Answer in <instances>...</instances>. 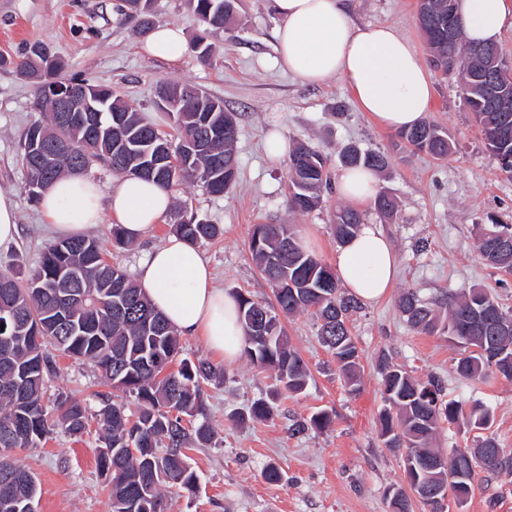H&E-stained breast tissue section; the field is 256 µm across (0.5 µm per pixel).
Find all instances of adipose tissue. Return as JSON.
Instances as JSON below:
<instances>
[{
  "label": "adipose tissue",
  "mask_w": 512,
  "mask_h": 512,
  "mask_svg": "<svg viewBox=\"0 0 512 512\" xmlns=\"http://www.w3.org/2000/svg\"><path fill=\"white\" fill-rule=\"evenodd\" d=\"M279 16L277 53L301 83L318 85L339 77L350 87L361 111L391 130L420 123L434 95L433 83L418 53L394 26L357 25L349 0H271ZM466 40L495 44L512 30V0H458ZM150 57L174 62L186 39L180 27H156L141 44ZM379 190L375 171L342 170L339 198L352 204L373 200ZM173 204L170 189L154 181L121 176L102 187L82 174H66L42 196L48 224L65 237L83 236L110 216L127 239L143 240ZM336 274L348 293L370 304L384 297L397 276L392 241L376 225H362L336 252ZM136 283L174 330L200 337L225 362L240 356L245 332L236 297L217 288L213 271L199 250L170 236L147 253Z\"/></svg>",
  "instance_id": "adipose-tissue-1"
}]
</instances>
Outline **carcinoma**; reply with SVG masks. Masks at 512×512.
<instances>
[{
    "mask_svg": "<svg viewBox=\"0 0 512 512\" xmlns=\"http://www.w3.org/2000/svg\"><path fill=\"white\" fill-rule=\"evenodd\" d=\"M456 0H434L437 21L420 30L429 49L431 66L445 77L459 79L461 98L481 128L484 143L499 169L512 176V112H500L496 100L512 98V67L496 45H472L464 40ZM232 0H190L204 24L224 29L235 17ZM458 36L448 40V24ZM38 53L29 47L19 61L0 57V66L10 65L25 78L40 79ZM38 87L37 106L50 114V122H34L20 139V160L27 172L29 197L37 201L64 172L88 169L106 163L116 175L155 180L169 188L182 182L201 183L213 195H222L236 182L233 116L222 110L188 109L173 117L174 135L144 121L112 87L104 85L99 125L79 120L60 121L45 91ZM122 119V136L110 134L112 110ZM409 148L444 160L455 145L448 132L423 121L398 132ZM57 141L68 143L54 165L40 168L41 152ZM170 150L167 162L155 159L158 145ZM174 158L180 171L171 175ZM346 167L382 169L386 156L351 146L343 152ZM287 202L289 210L306 213L316 209L328 186L327 157L301 145L288 160ZM375 210L391 217L397 202L380 193ZM363 224L362 215L351 208L336 210V239L352 238ZM176 234L192 244L218 236L219 225L195 215H180ZM512 239V224L497 219L482 225L476 247L480 258L503 275H512V249L503 252L491 245L486 232ZM249 249L261 274L273 285L281 313L292 315L313 311L321 321L320 342L327 348L350 391L360 390L359 352L347 323L354 302L338 295L335 271L301 243L291 224H255ZM239 317L246 333L245 353L251 363L274 374L281 389L298 394L307 384L309 371L291 346L277 315L260 302L240 293ZM10 306L17 323L0 316V504H14L10 512H30L29 503L38 499L35 476L18 463L15 451L38 446L60 427L81 436L88 422L87 406L70 397H60L49 411L43 389L53 371L54 353L91 361L112 389L135 397V409L106 396L99 410L100 445L98 462L110 485L111 512L130 504L126 512H171L167 489L192 492L197 474L186 450L204 447L214 438L205 420L191 428L185 418L203 413L202 383L224 376V368L207 360H183L175 372L168 365L179 353L176 331L150 304L141 288L122 269L104 258L101 243L90 237H66L44 249L38 266L23 279L9 270L0 271V306ZM448 318L440 320L432 308L407 291L399 307L410 326L422 333L448 336L459 351L456 372L464 379L483 382L494 375L512 380V309L504 308L490 289L461 288L446 295ZM379 371L387 407L380 414V437L392 448L404 449V458L415 462L405 472L410 490L428 512H443L432 491L467 505L474 491L476 468L498 478L512 476V458L503 455L492 436H482L474 448L434 446L441 423L463 422L472 431H486L493 413L483 404L470 409L441 398V386L433 378L419 380L392 363L379 358ZM275 399L255 401L246 415L267 421L275 415ZM332 422L326 410L297 421L292 431L322 430Z\"/></svg>",
    "mask_w": 512,
    "mask_h": 512,
    "instance_id": "1",
    "label": "carcinoma"
}]
</instances>
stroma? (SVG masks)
<instances>
[{"label": "stroma", "instance_id": "stroma-1", "mask_svg": "<svg viewBox=\"0 0 512 512\" xmlns=\"http://www.w3.org/2000/svg\"><path fill=\"white\" fill-rule=\"evenodd\" d=\"M120 5L121 0H0V54L16 58L31 44L43 43L67 63L60 80L112 86L147 121L162 127L167 120L154 104L160 84L189 82L223 103L237 124V183L220 197L198 183L172 189L175 204L221 228L217 237L199 245L217 287L274 306L272 288L248 248L256 224L294 225L305 247L328 265L336 263L332 218L339 198L328 191L320 208L304 214L289 211L288 161L266 155L267 131L281 130L290 146L319 150L333 175L342 168L340 152L347 145L384 153L389 165L378 174L380 188L400 204L390 219L372 206L362 208L367 223L378 225L392 240L399 272L386 297L361 305L350 318L360 351L359 392L345 386L311 314L281 317L308 367L306 388L294 396L279 393L274 376L244 356L225 365L222 381L205 383L206 413L215 438L211 446L190 450L198 487L175 494L174 512H390L386 492L405 486L406 477L400 452L389 448L378 430L385 406L378 370L383 354L418 378L440 377L445 399L489 406L495 416L491 431L512 455V381L492 378L478 384L459 378L456 352L447 339L416 332L398 308L400 295L409 289L435 301L477 284L491 288L504 307H512V276L484 265L475 244L476 225L492 215L512 214V179L485 148L454 80L432 77L434 97L427 117L447 128L456 145L448 159L436 160L411 151L396 131L361 112L343 79L308 86L288 73L277 61L274 32L279 20L269 0H240L234 26L207 35L216 48L207 63L190 49L176 62L144 55L139 49L143 34ZM351 8L356 23L394 25L418 54H425L417 0H351ZM150 15L154 24L182 27L187 39L204 33L189 0H152ZM35 100L33 81L0 68V192L14 199L20 224L16 242L0 246V269L23 274L37 266L44 245L55 237L39 203L25 191L19 160L21 134L43 117ZM173 222V214H166L145 239L124 248L113 245L110 221H102L91 235L102 241L112 265L132 275L146 253L171 235ZM54 363L47 400L66 395L98 410L97 396L106 390L98 371L64 355L55 356ZM270 397L277 400L273 419L239 421L253 402ZM321 409L332 415L329 429L290 434L293 418ZM98 432L92 419L81 438L58 428L40 447L17 451L18 462L38 479V512H110L108 483L97 461ZM270 464L281 468L282 481H265L263 471ZM463 512H512V482L477 472Z\"/></svg>", "mask_w": 512, "mask_h": 512}]
</instances>
